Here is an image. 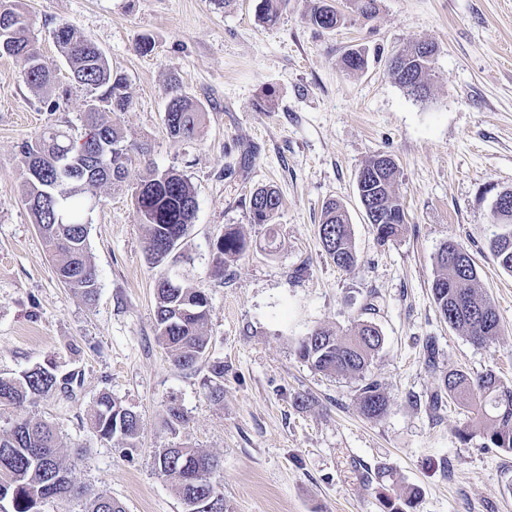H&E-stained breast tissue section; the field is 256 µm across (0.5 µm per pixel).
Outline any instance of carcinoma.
<instances>
[{"label": "carcinoma", "instance_id": "cac0c4a2", "mask_svg": "<svg viewBox=\"0 0 512 512\" xmlns=\"http://www.w3.org/2000/svg\"><path fill=\"white\" fill-rule=\"evenodd\" d=\"M283 0H261L259 18L274 25L280 18ZM309 23L323 30H334L342 21L336 7L318 0ZM54 32L55 41L65 58L73 80L90 95L85 111L88 132L80 139L49 126L34 139L20 146L25 181L23 196L34 224L55 257L58 279L84 301L95 300L97 273L89 257L88 220L91 198L88 192L101 184L126 177L128 145L112 122V115L130 104L126 80L112 75L100 48L79 37L67 23ZM429 43H412L394 52L387 67L397 83L414 97H423L428 88L434 56L425 55ZM20 57L26 61L22 79L34 87H45L54 79L48 65H38L41 56L33 46L28 17L20 0H0V56ZM344 65L362 71L367 56L361 49H350ZM169 102L176 122L166 124L171 136L192 139L198 135L203 112L174 85ZM359 195L368 197L373 212H365L373 225L377 241L384 245L396 240L407 223L404 205L395 187L400 170L397 163L383 164L381 157L369 160L359 171ZM140 223L148 232L147 251L152 263L161 265L175 257L172 247L183 241L197 211L196 193L186 178L175 170L159 172L146 168L140 175L135 193ZM282 205L280 195L271 187L256 189L250 198L252 224H269ZM502 231L490 241V250L498 264L512 273V206L498 211ZM318 234L322 246L337 267L350 272L358 264L348 215L335 201L326 204ZM215 267L244 254L249 242L234 229L224 230L213 244ZM478 269L469 250L450 239L437 257V274L432 292L441 317L448 325L476 345H486L501 332L499 316L492 303L478 288ZM155 322L157 339L170 353L174 365L192 369L202 362L207 350L204 327L209 314L205 292L177 280L160 276L155 285ZM383 345V336L370 322H359L346 334L317 328L302 337L296 347L298 358L326 375L359 377V412L377 419L387 412L388 401L379 384L364 379L371 358ZM68 378L36 366L19 378L0 377V409L16 413L10 429L0 432V501L10 502L11 512H36L38 497L79 499L81 512H126L122 503L106 493L90 494L75 486L71 466L66 464L55 428L22 413L33 396L48 395L64 389ZM448 396L455 399L474 418L454 430L466 440L478 432L487 446L512 453V385L493 372L472 376L451 371L444 377ZM90 424L102 438L115 437L132 448L139 435L140 419L123 407L108 392L101 393L91 409ZM217 459L196 448H162L155 455V469L177 490L184 512H216L224 502V492L211 475Z\"/></svg>", "mask_w": 512, "mask_h": 512}]
</instances>
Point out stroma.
I'll list each match as a JSON object with an SVG mask.
<instances>
[{"label":"stroma","instance_id":"stroma-1","mask_svg":"<svg viewBox=\"0 0 512 512\" xmlns=\"http://www.w3.org/2000/svg\"><path fill=\"white\" fill-rule=\"evenodd\" d=\"M315 2L284 0L269 27L260 0H24L55 80L30 87L24 61L0 57V376L36 366L74 375L70 391L27 410L56 427L75 485L111 495L126 512H184L153 465L157 449L181 446L219 458L224 512H389L388 501L411 488L412 512H512V454L478 433L456 438L468 414L452 398L435 411L427 405L452 370L491 371L512 384V273L488 248L494 199L512 189V0H379L369 20L333 0L344 17L333 31L309 23ZM62 22L104 52L130 98L117 116L134 147L128 175L97 188L89 215L91 304L57 278L22 199L21 144L50 125L85 133L86 92L52 38ZM146 37L152 52H137ZM420 40L437 54L418 100L386 60ZM353 47L366 50L365 70L344 69ZM174 84L205 113L195 139L166 130ZM380 154L400 167L407 212L402 234L383 246L356 190L359 169ZM149 166L176 169L196 192L176 268L209 299V359L224 364L218 400L207 364L178 369L156 337L163 269L148 260L134 200ZM264 186L283 205L272 223L253 224L250 197ZM332 199L352 224L350 272L318 237ZM228 227L251 247L220 272L213 243ZM451 238L473 255L478 287L500 317V335L483 346L450 328L434 301L437 256ZM360 321L384 337L366 373L388 400L377 420L357 410L359 380L324 375L295 353L314 328ZM428 337L438 351L432 368ZM103 392L139 415L135 447L91 428ZM172 404L185 413L173 430L164 422ZM380 467L389 477L376 479Z\"/></svg>","mask_w":512,"mask_h":512}]
</instances>
